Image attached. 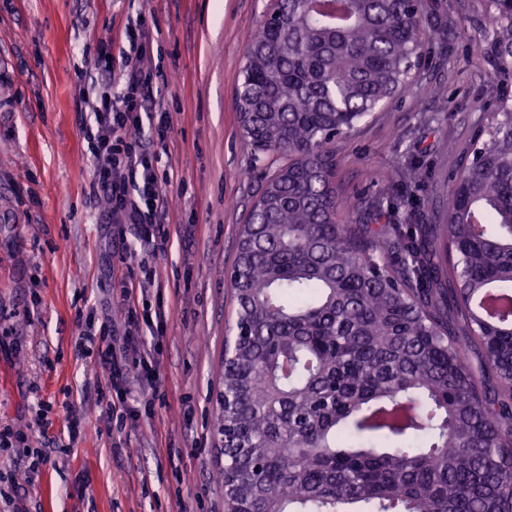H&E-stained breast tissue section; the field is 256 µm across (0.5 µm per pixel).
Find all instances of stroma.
<instances>
[{"label":"stroma","mask_w":512,"mask_h":512,"mask_svg":"<svg viewBox=\"0 0 512 512\" xmlns=\"http://www.w3.org/2000/svg\"><path fill=\"white\" fill-rule=\"evenodd\" d=\"M433 23L404 94L338 141L341 217L394 196L398 219L442 221L448 178L472 155L474 127L497 98L468 20L470 0H422ZM276 0H0V512H224V456L216 432L224 338L236 307L227 271L242 224L279 155L255 158L244 140L236 86L249 42ZM144 15L151 64L168 73L159 97L177 121L163 162L174 170L163 255L139 251L154 273L150 303L162 334L141 328L129 358L151 361L160 385L114 395L78 343L124 331L125 265H110L113 225L92 195L82 95L99 101L98 37L125 40ZM419 153V190L395 193L396 170ZM82 431L70 435L66 416ZM61 450L33 474L43 439Z\"/></svg>","instance_id":"stroma-1"}]
</instances>
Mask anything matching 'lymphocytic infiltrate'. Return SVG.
Wrapping results in <instances>:
<instances>
[{"instance_id": "obj_1", "label": "lymphocytic infiltrate", "mask_w": 512, "mask_h": 512, "mask_svg": "<svg viewBox=\"0 0 512 512\" xmlns=\"http://www.w3.org/2000/svg\"><path fill=\"white\" fill-rule=\"evenodd\" d=\"M128 45L113 55L103 45L95 68L104 76L119 74V89L102 98L84 139L93 159L92 188L106 199L109 221L118 227L119 260L128 262L138 249L165 252L170 237L165 228L168 209L166 188L173 172L159 173L161 157L149 149L146 138L165 142L176 116L157 101L163 70L143 66L151 40L145 20H138L127 33Z\"/></svg>"}]
</instances>
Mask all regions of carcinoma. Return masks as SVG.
<instances>
[{"instance_id":"cac0c4a2","label":"carcinoma","mask_w":512,"mask_h":512,"mask_svg":"<svg viewBox=\"0 0 512 512\" xmlns=\"http://www.w3.org/2000/svg\"><path fill=\"white\" fill-rule=\"evenodd\" d=\"M471 13L504 101L512 16ZM426 38L422 0H277L248 45L243 132L286 163L228 272L225 512H512V310L472 306L512 299V106L475 128L445 223L393 224L379 201L338 219L336 140L411 85Z\"/></svg>"}]
</instances>
